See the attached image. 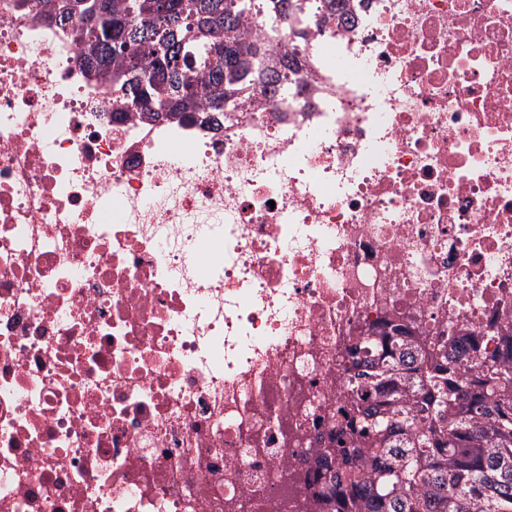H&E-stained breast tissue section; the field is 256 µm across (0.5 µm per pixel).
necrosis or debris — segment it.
I'll use <instances>...</instances> for the list:
<instances>
[{
    "label": "necrosis or debris",
    "instance_id": "1",
    "mask_svg": "<svg viewBox=\"0 0 512 512\" xmlns=\"http://www.w3.org/2000/svg\"><path fill=\"white\" fill-rule=\"evenodd\" d=\"M0 0V512H320L337 347L512 326V0H253L276 93L143 122Z\"/></svg>",
    "mask_w": 512,
    "mask_h": 512
}]
</instances>
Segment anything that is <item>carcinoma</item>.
<instances>
[{
	"mask_svg": "<svg viewBox=\"0 0 512 512\" xmlns=\"http://www.w3.org/2000/svg\"><path fill=\"white\" fill-rule=\"evenodd\" d=\"M34 2L144 120L222 118L239 93L290 70L286 57L278 71L256 68L261 47L236 38L252 0H105L93 21L87 0ZM145 63L150 79L128 80ZM383 325L360 337L365 358L341 364L343 405L315 462L324 512H512V332L490 333L509 349L468 378L441 337Z\"/></svg>",
	"mask_w": 512,
	"mask_h": 512,
	"instance_id": "carcinoma-1",
	"label": "carcinoma"
}]
</instances>
